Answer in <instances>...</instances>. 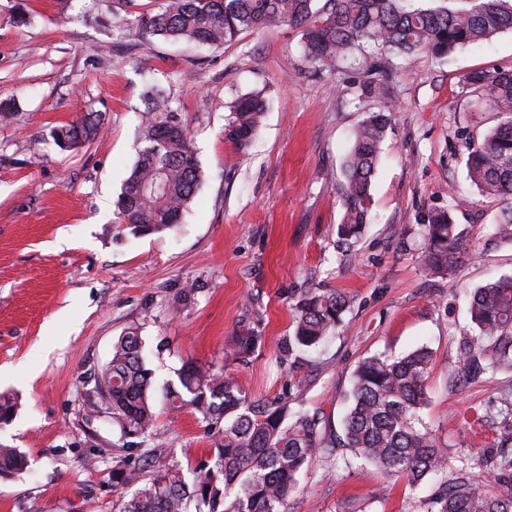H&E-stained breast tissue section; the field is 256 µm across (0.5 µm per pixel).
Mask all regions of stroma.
<instances>
[{
  "mask_svg": "<svg viewBox=\"0 0 512 512\" xmlns=\"http://www.w3.org/2000/svg\"><path fill=\"white\" fill-rule=\"evenodd\" d=\"M160 0H0V394L15 404L0 444L29 469L0 482V512H118L112 470L126 440L90 395V372L139 327L155 388L188 362L233 376L249 401H287L342 432L351 378L370 356L429 347L422 418L450 456L497 455L500 429L475 412L498 385L458 388L451 369L469 330L473 289L512 275V238L495 233L502 203L467 178V141L498 116L463 96L469 74L512 69V32L437 59L391 60L373 89L363 71L316 70L297 29L248 32L219 49L115 33L113 13ZM169 92L188 127L202 184L173 230L136 236L115 202L136 160L149 84ZM263 92L264 125L240 147L224 135L228 105ZM390 106L372 183L371 222L339 242V185L351 129ZM104 118L85 147L60 150L57 127ZM450 210L463 233L450 275L430 271L422 226ZM313 288L345 293L343 322L321 345L289 352L293 309ZM254 337L249 349L240 339ZM160 464L194 466L216 431L190 408L156 404ZM438 487L386 476L347 448H324L299 476L289 512H429Z\"/></svg>",
  "mask_w": 512,
  "mask_h": 512,
  "instance_id": "1",
  "label": "stroma"
}]
</instances>
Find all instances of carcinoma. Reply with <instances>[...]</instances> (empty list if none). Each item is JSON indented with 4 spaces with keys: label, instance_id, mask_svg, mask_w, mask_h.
<instances>
[{
    "label": "carcinoma",
    "instance_id": "obj_1",
    "mask_svg": "<svg viewBox=\"0 0 512 512\" xmlns=\"http://www.w3.org/2000/svg\"><path fill=\"white\" fill-rule=\"evenodd\" d=\"M315 2L165 0L160 12L118 16L112 28L219 48L249 31L289 25L300 29L301 54L311 65L366 68L380 77L391 54L408 61L421 54L444 58L512 32V0H461V8L427 6L424 0H325L319 8ZM476 90L477 103L496 112L499 123L481 142L467 144V176L482 196L512 200V70L482 71L463 81L462 93ZM144 98L136 161L116 201L120 223L140 236L180 223L202 180L191 136L170 96L151 86ZM266 108L260 91L238 96L229 106L225 136L248 145L262 127ZM390 123V108L384 107L352 134L343 164L344 214L338 229L346 241L357 239L367 223L379 149ZM99 128L100 117L91 112L58 129L54 141L61 150L72 151L94 139ZM423 238L431 268L450 270L460 246L450 212L430 215ZM347 306L346 297L334 290L305 294L296 307L294 345L319 344L340 324ZM469 313L471 330L459 339V385L494 383L512 373V275L476 288ZM432 361V352L424 347L397 359L362 361L353 374L339 446L387 475L406 477L411 485L429 474L451 473L440 482L430 512H512V488L500 489L501 481L512 477V452L499 453L486 475L466 464L453 468L424 423L421 411ZM178 380L179 385L170 383L165 389L167 406L194 409L204 422L218 426L219 438L209 459L186 470L178 465L151 470L145 463L112 470L114 487H137L130 499L121 501L120 512H190L191 505L195 512H288L302 470L319 449L333 447L321 419L292 412L281 401L256 408L231 376L191 362ZM92 393L112 424L131 439L129 445H135V438L158 436L151 370L142 356L139 328L118 337L110 360L93 374ZM28 467L24 452L0 446V480Z\"/></svg>",
    "mask_w": 512,
    "mask_h": 512
}]
</instances>
